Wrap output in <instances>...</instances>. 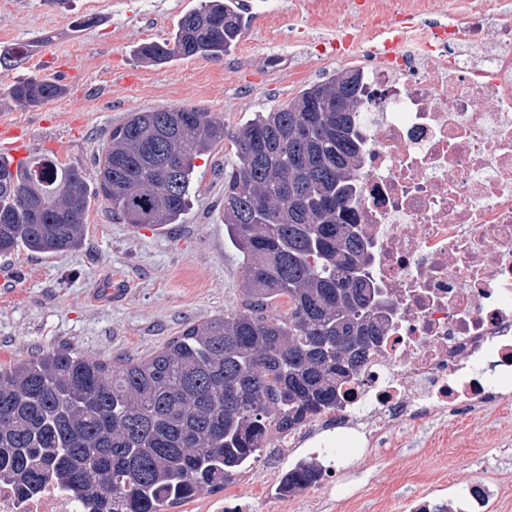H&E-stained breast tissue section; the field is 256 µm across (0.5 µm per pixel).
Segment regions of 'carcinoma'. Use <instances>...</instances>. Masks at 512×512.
<instances>
[{
    "mask_svg": "<svg viewBox=\"0 0 512 512\" xmlns=\"http://www.w3.org/2000/svg\"><path fill=\"white\" fill-rule=\"evenodd\" d=\"M231 2L200 0L169 39L137 47V60L223 58L242 29ZM31 47L0 51V67ZM360 88L358 71L338 73L232 133L185 107L131 112L112 128L95 195L134 228L180 223L195 159L232 142L224 224L243 257L244 310L189 325L136 361L52 349L0 364V480L27 493L55 477L80 499H112V512H167L224 488L270 425L286 430L336 404L384 310L359 273L367 252L349 222ZM64 92L27 77L9 96L41 107ZM90 206L75 169L44 158L13 171L1 159L0 255L77 250ZM280 299L286 316H265Z\"/></svg>",
    "mask_w": 512,
    "mask_h": 512,
    "instance_id": "cac0c4a2",
    "label": "carcinoma"
}]
</instances>
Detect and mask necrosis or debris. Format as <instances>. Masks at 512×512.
<instances>
[{
  "label": "necrosis or debris",
  "instance_id": "4bbe7bcc",
  "mask_svg": "<svg viewBox=\"0 0 512 512\" xmlns=\"http://www.w3.org/2000/svg\"><path fill=\"white\" fill-rule=\"evenodd\" d=\"M319 53L359 64L362 161L352 230L387 302L385 329L336 404L263 445L224 512H289L287 462L327 458L313 482L372 456L399 425L512 401V0H301ZM54 484L0 512H109Z\"/></svg>",
  "mask_w": 512,
  "mask_h": 512
}]
</instances>
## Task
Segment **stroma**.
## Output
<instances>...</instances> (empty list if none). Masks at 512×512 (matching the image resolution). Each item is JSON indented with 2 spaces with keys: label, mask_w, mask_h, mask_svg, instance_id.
Masks as SVG:
<instances>
[{
  "label": "stroma",
  "mask_w": 512,
  "mask_h": 512,
  "mask_svg": "<svg viewBox=\"0 0 512 512\" xmlns=\"http://www.w3.org/2000/svg\"><path fill=\"white\" fill-rule=\"evenodd\" d=\"M291 0H237L243 27L223 59L138 62L137 45L169 38L199 0H0V49L42 39L20 68H0V122L25 128L34 155L56 159L96 185V158L127 113L199 108L235 130L339 72L316 57ZM55 77L66 94L26 108L7 94L17 80ZM230 142L196 161L181 223L134 228L94 198L82 247L0 256L15 285L0 292V363L48 349L119 363L143 358L191 323L241 310L242 258L224 232ZM342 485L295 494L294 512H411L419 495L456 507L455 483L489 485L492 512H512V404L399 429Z\"/></svg>",
  "instance_id": "35a3bbf8"
}]
</instances>
